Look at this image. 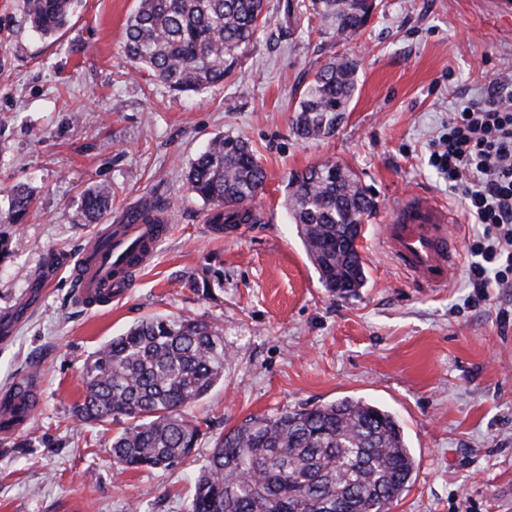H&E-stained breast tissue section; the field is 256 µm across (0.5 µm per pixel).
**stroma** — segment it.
Returning a JSON list of instances; mask_svg holds the SVG:
<instances>
[{"label":"stroma","instance_id":"1","mask_svg":"<svg viewBox=\"0 0 512 512\" xmlns=\"http://www.w3.org/2000/svg\"><path fill=\"white\" fill-rule=\"evenodd\" d=\"M269 27L223 87L170 91L125 74L124 27L137 0H83L44 38L22 0H0V215L19 182L36 192L24 224L0 222V391L36 372L42 400L28 427L0 439V512H189L214 436L252 415L345 397L391 411L414 459L390 512H512V287L469 281L479 229L430 156L452 112L500 78L512 86V13L495 0H376L353 39L334 43L288 0H267ZM357 63L356 91L330 136L293 129L304 87L331 54ZM240 136L267 173L254 224L209 229L210 209L184 174L218 135ZM349 168L375 202L359 241L367 283L322 287L286 205L293 172ZM112 189L108 219L143 203L172 230L138 284L106 307L75 297L66 265L94 230L87 189ZM434 197L458 241L446 286L424 288L381 246L402 194ZM183 315L223 334L224 380L187 411L209 435L189 465L119 472L122 427L83 425L81 371L99 346L141 320Z\"/></svg>","mask_w":512,"mask_h":512}]
</instances>
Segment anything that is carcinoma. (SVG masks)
Segmentation results:
<instances>
[{
    "instance_id": "obj_1",
    "label": "carcinoma",
    "mask_w": 512,
    "mask_h": 512,
    "mask_svg": "<svg viewBox=\"0 0 512 512\" xmlns=\"http://www.w3.org/2000/svg\"><path fill=\"white\" fill-rule=\"evenodd\" d=\"M81 0H24L31 28L50 38L64 29ZM375 0H309L307 9L349 40L366 25ZM264 0H139L125 26L131 70L179 93L224 85L231 66L268 26ZM357 64L330 56L306 86L294 120L301 139L325 137L347 110ZM187 189L212 210L214 224L254 221L251 203L266 172L240 136L215 137L190 165ZM111 191L84 196L86 219L98 223ZM288 209L320 282L333 295L366 284L357 249L360 220L374 201L356 175L325 161L291 175ZM36 205L25 183L11 190L5 222L23 224ZM221 329L186 316L143 320L112 337L83 366V401L76 417L89 425L124 418L112 437L121 469H170L185 464L207 435L185 415L224 380ZM415 468L397 417L361 399L311 409L251 416L214 438L194 487L191 512H389Z\"/></svg>"
}]
</instances>
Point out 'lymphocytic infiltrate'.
<instances>
[{
    "label": "lymphocytic infiltrate",
    "mask_w": 512,
    "mask_h": 512,
    "mask_svg": "<svg viewBox=\"0 0 512 512\" xmlns=\"http://www.w3.org/2000/svg\"><path fill=\"white\" fill-rule=\"evenodd\" d=\"M449 188L460 190L470 218L483 229L472 246L474 286L512 283V93L496 86L463 104L431 155Z\"/></svg>",
    "instance_id": "obj_1"
}]
</instances>
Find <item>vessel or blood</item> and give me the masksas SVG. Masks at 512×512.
Returning a JSON list of instances; mask_svg holds the SVG:
<instances>
[{"mask_svg":"<svg viewBox=\"0 0 512 512\" xmlns=\"http://www.w3.org/2000/svg\"><path fill=\"white\" fill-rule=\"evenodd\" d=\"M170 232L165 223L148 224L142 210L127 214L123 223L100 225L92 241L71 266L68 279L76 296L87 306L111 304L134 287ZM388 252L421 286L446 285L457 250L449 232L448 212L430 197L411 194L401 198L386 226ZM40 401L37 379H17L0 396V436L20 433Z\"/></svg>","mask_w":512,"mask_h":512,"instance_id":"1","label":"vessel or blood"}]
</instances>
